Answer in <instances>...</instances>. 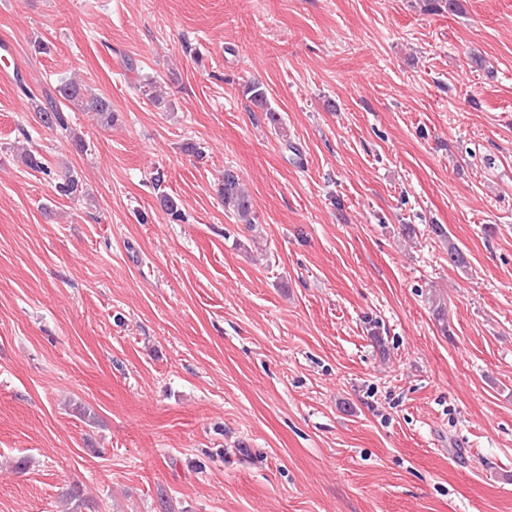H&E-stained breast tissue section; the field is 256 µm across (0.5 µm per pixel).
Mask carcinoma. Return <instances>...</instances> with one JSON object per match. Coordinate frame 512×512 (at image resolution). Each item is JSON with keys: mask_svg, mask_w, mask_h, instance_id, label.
<instances>
[{"mask_svg": "<svg viewBox=\"0 0 512 512\" xmlns=\"http://www.w3.org/2000/svg\"><path fill=\"white\" fill-rule=\"evenodd\" d=\"M56 94L47 93L43 101L37 105V114L40 122L52 129L59 130L66 135L72 134L69 117L60 107L57 99L68 101L84 112H95L99 115L101 123L112 125V103L102 95L88 93L73 81H64L56 86ZM248 92L254 103L269 113L272 120H277L274 111L268 106L267 95L258 84L248 87ZM84 187L80 178L69 176L65 182L58 185V192L64 196L78 198L83 195ZM220 196L224 200V208L232 211L239 220L249 224L253 214V200L241 187L239 177L230 169L224 170V180L220 188Z\"/></svg>", "mask_w": 512, "mask_h": 512, "instance_id": "obj_1", "label": "carcinoma"}]
</instances>
